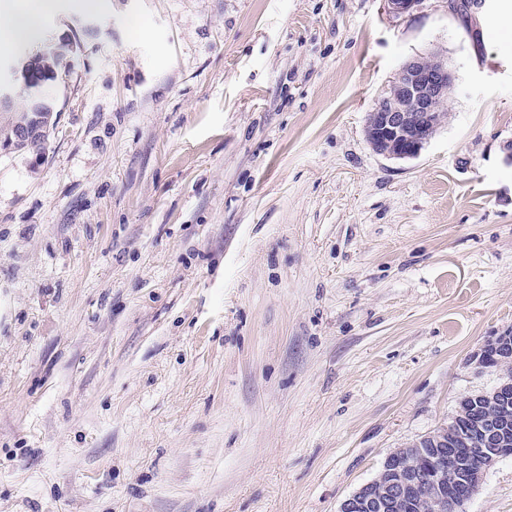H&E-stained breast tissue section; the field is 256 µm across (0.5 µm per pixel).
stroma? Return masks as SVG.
I'll use <instances>...</instances> for the list:
<instances>
[{
    "instance_id": "1",
    "label": "stroma",
    "mask_w": 512,
    "mask_h": 512,
    "mask_svg": "<svg viewBox=\"0 0 512 512\" xmlns=\"http://www.w3.org/2000/svg\"><path fill=\"white\" fill-rule=\"evenodd\" d=\"M512 0H56L42 156L0 150V512H338L503 371ZM146 24L140 37L136 23ZM441 51L416 158L365 122ZM465 512H512V456Z\"/></svg>"
}]
</instances>
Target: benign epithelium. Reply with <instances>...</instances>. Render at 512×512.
I'll list each match as a JSON object with an SVG mask.
<instances>
[{
  "label": "benign epithelium",
  "mask_w": 512,
  "mask_h": 512,
  "mask_svg": "<svg viewBox=\"0 0 512 512\" xmlns=\"http://www.w3.org/2000/svg\"><path fill=\"white\" fill-rule=\"evenodd\" d=\"M422 0H384L388 13L399 16L417 9ZM453 72L437 54L413 57L396 73L387 89L367 115L365 137L373 152L390 160L413 159L435 134L447 110L448 90ZM43 140V128L30 121L12 127L8 140L0 148L15 145L35 149ZM495 433L466 442L465 453L478 460L481 470L489 469L502 457L495 447ZM418 449L406 448L386 457V469L379 477V496H370L359 488L343 501L339 512H382L390 501L399 502L413 486ZM435 467L429 492V512H461L479 488V478L459 475L462 464L453 455L431 456Z\"/></svg>",
  "instance_id": "benign-epithelium-1"
}]
</instances>
